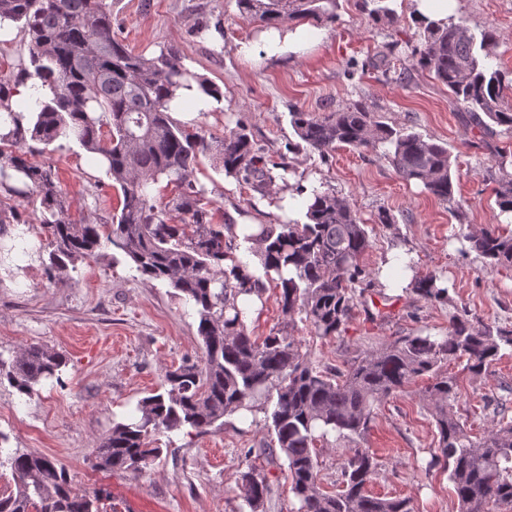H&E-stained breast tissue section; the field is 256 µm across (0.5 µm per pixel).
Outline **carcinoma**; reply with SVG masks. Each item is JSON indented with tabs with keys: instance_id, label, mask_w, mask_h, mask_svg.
Instances as JSON below:
<instances>
[{
	"instance_id": "1",
	"label": "carcinoma",
	"mask_w": 512,
	"mask_h": 512,
	"mask_svg": "<svg viewBox=\"0 0 512 512\" xmlns=\"http://www.w3.org/2000/svg\"><path fill=\"white\" fill-rule=\"evenodd\" d=\"M388 0H363L375 19H393ZM240 11L272 27L283 20L315 25L338 19V0H237ZM19 25L29 37V65L0 75V189L40 198V228L52 251L48 278L64 280L67 263L90 259L102 245L124 253L150 280L168 284L190 304L198 321L199 355L164 374L166 389L140 400L125 420L93 449V467L110 473L144 471L160 454L148 447L153 431L197 435L224 428V417L260 408L267 416L287 467L293 512H415L412 500L374 496L367 486L377 469L368 448L351 450L339 489L322 488L317 442L336 434L364 438L374 407L416 379L427 380L428 400L439 440L434 458L443 461L458 512L512 509V422L501 421L474 438L450 409L456 378L443 365L466 359L480 374L501 347H512V330L477 324L466 310L451 316L442 336H395L380 349L320 370L307 361L290 334L272 332L259 341L248 332L249 297L262 299L265 283L280 288L288 317L306 315L320 338L340 335L351 314L352 293L371 286L359 264L370 247L367 225L344 196L311 190L301 224H223L220 208L197 187L200 157L241 186L265 195L276 181L287 182L284 162L264 156L247 127L222 136L206 135L174 118L170 104L181 88L198 86L216 103L223 93L192 74L172 47L156 55L130 51L112 26L106 0H0V24ZM494 33L476 35L463 23L425 26L412 48L418 64L448 88V97L481 134L494 127L512 130V72L494 69ZM399 42L385 44L365 65L384 68ZM35 79L47 89L24 104H12L18 88ZM291 127L304 146L325 160L339 147L376 149L405 181L420 182L437 199L460 209L454 162L442 142L409 127L383 121L363 102L316 114L294 110ZM60 138L96 156L119 193L111 222L81 220L68 203L50 166L28 160L29 142L45 146ZM507 152L500 153L502 177L496 189L501 212L512 214V175ZM165 182L170 195L159 201L152 186ZM471 250L490 262L512 266V235L487 226L464 235ZM248 244L256 258L238 256ZM428 301L448 298L440 277L426 273L402 289ZM65 356L43 345L0 354V378L20 393H37L42 382L63 383ZM0 432V469L14 488L0 493V512H105L103 492L73 486L66 469L43 455L6 452ZM266 479L254 467L242 475L241 499L258 512Z\"/></svg>"
}]
</instances>
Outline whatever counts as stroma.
<instances>
[{"instance_id":"stroma-1","label":"stroma","mask_w":512,"mask_h":512,"mask_svg":"<svg viewBox=\"0 0 512 512\" xmlns=\"http://www.w3.org/2000/svg\"><path fill=\"white\" fill-rule=\"evenodd\" d=\"M124 43L137 52L174 46L191 72L220 87L222 108L206 114L185 103L184 119L216 135L247 125L267 155L289 163L292 174L278 194L239 187L202 159L197 179L208 198L235 217L277 224L303 221L304 198L297 185L331 189L350 199L367 224L371 246L361 262L372 288L354 293L351 317L341 336L314 335L303 315L287 318L279 290L267 284L263 302L248 329L257 337L287 330L308 361L319 369L342 365L357 354L379 349L396 336L444 335L458 307L491 327L512 329V267L485 263L469 251L468 232L490 224L512 234L496 202L499 152L512 154V132L497 128L479 139L448 100V90L422 74L411 48L423 26L409 0H390L394 21L374 20L361 0H340L336 23L303 24L308 39L298 51L272 52L264 23L242 15L236 0H107ZM450 18L472 32L492 30L496 64L512 70V0H453ZM210 28L195 35L198 19ZM400 41L404 68L412 75L399 84L364 63L391 41ZM363 99L388 123L409 126L447 143L455 163L459 212L430 195L422 184L405 182L383 151L340 148L328 160L296 149L289 122L292 110L325 112ZM32 163L53 166L72 218L112 212L116 192L98 183L102 173L91 154L74 141L57 140ZM19 221L7 225L0 245L11 254L0 267V354L11 356L32 344L63 353V385L44 384L38 395L20 394L0 382V431L8 446L46 455L63 465L76 486L103 489L117 512H239L241 475L256 467L269 493L259 512H291L293 497L283 459L267 455L271 445L264 413L225 417L224 428L205 435L156 433L151 445L163 453L146 472L107 473L92 466V450L114 421L128 416L140 399L159 389L166 370L198 349L197 321L171 288L140 275L124 256L103 249L76 261L62 284L48 282V248L39 234L36 197H12ZM387 212L390 223L378 220ZM435 273L449 297L430 302L401 291L413 274ZM447 370L457 378L451 408L473 435L500 420L512 421V349L483 374L464 362ZM416 381L375 408L371 429L358 445L371 449L379 466L368 485L380 496L411 498L416 512H457L448 474L433 463L437 429ZM353 441L332 437L321 447L324 490L332 491Z\"/></svg>"}]
</instances>
